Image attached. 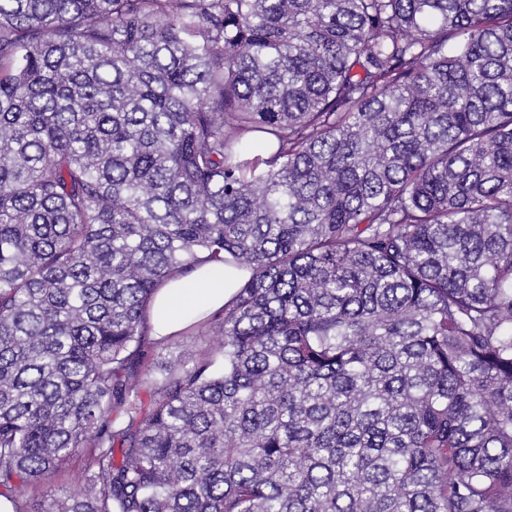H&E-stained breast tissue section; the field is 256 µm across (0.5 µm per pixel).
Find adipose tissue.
<instances>
[{"mask_svg":"<svg viewBox=\"0 0 512 512\" xmlns=\"http://www.w3.org/2000/svg\"><path fill=\"white\" fill-rule=\"evenodd\" d=\"M248 276L244 269L207 263L168 281L156 291L148 310L152 336L181 333L194 321L217 313Z\"/></svg>","mask_w":512,"mask_h":512,"instance_id":"ef3b65f1","label":"adipose tissue"}]
</instances>
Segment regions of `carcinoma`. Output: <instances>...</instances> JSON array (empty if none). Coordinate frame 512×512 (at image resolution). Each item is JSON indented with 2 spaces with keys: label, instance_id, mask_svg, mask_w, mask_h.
Wrapping results in <instances>:
<instances>
[{
  "label": "carcinoma",
  "instance_id": "1",
  "mask_svg": "<svg viewBox=\"0 0 512 512\" xmlns=\"http://www.w3.org/2000/svg\"><path fill=\"white\" fill-rule=\"evenodd\" d=\"M79 450L41 512H512V0H0V497ZM249 275L246 269L207 263L168 281L156 291L148 310L151 336H173L194 321L217 313Z\"/></svg>",
  "mask_w": 512,
  "mask_h": 512
}]
</instances>
